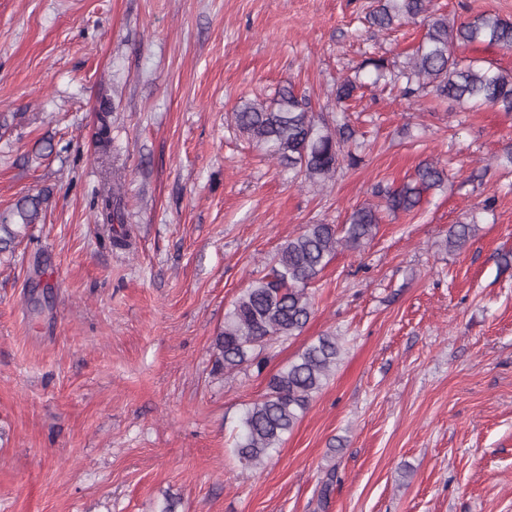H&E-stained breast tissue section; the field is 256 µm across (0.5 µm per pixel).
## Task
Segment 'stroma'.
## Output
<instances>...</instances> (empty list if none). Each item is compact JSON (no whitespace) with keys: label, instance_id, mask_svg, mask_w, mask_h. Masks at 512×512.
I'll return each mask as SVG.
<instances>
[{"label":"stroma","instance_id":"35a3bbf8","mask_svg":"<svg viewBox=\"0 0 512 512\" xmlns=\"http://www.w3.org/2000/svg\"><path fill=\"white\" fill-rule=\"evenodd\" d=\"M373 0H0V214L49 190L0 260V512H512V112L336 81L404 64L424 30L362 22ZM461 22L512 0H431ZM293 86L355 131L356 166L294 176L231 114ZM112 112L133 251L92 218L94 132ZM53 152L40 158L44 138ZM425 161L452 177L338 251L303 332L263 372L212 371L234 300L285 239L344 224ZM476 232L448 249L466 217ZM344 355L281 448L230 447L267 378L318 336Z\"/></svg>","mask_w":512,"mask_h":512}]
</instances>
